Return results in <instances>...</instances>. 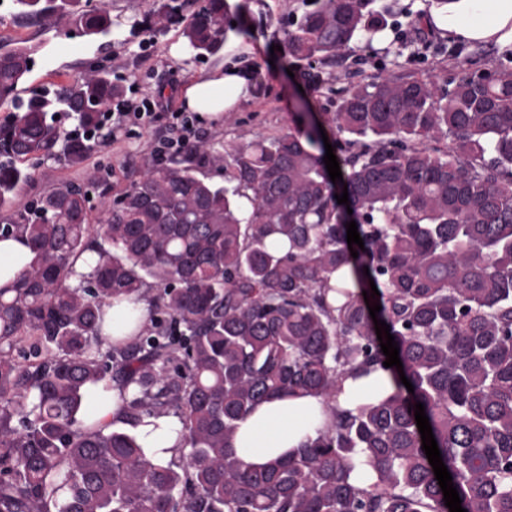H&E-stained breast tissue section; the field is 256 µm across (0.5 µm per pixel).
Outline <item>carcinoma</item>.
Segmentation results:
<instances>
[{
  "instance_id": "cac0c4a2",
  "label": "carcinoma",
  "mask_w": 512,
  "mask_h": 512,
  "mask_svg": "<svg viewBox=\"0 0 512 512\" xmlns=\"http://www.w3.org/2000/svg\"><path fill=\"white\" fill-rule=\"evenodd\" d=\"M10 2L13 18L67 17L101 48L125 25L91 0ZM316 4L275 35L298 67L388 27L378 0ZM229 30L250 33L224 0H206L182 35L197 59ZM33 54L0 47V104L15 109L0 126V208L30 181L24 160L83 164L125 95L97 68L24 99ZM328 91L339 96L329 123L341 181L322 137L294 127L152 164L95 224L84 186L68 182L0 228L25 234L33 253L0 287V512H449L408 411L418 402L461 506L512 512V67L440 84L380 74ZM59 112L76 129L60 128ZM345 189L347 206L335 198ZM351 215L362 249L348 248ZM89 250L97 264L74 286ZM372 282L379 296L366 301ZM149 291L139 334L101 336L112 300ZM374 303L412 393L383 365ZM375 370L396 390L336 410L304 447L263 467L231 448L257 404L293 392L334 402L347 373ZM94 387L119 392L120 418H84ZM163 414L189 446L168 461L133 433ZM359 464L367 487L351 477Z\"/></svg>"
}]
</instances>
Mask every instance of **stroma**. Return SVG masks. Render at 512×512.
<instances>
[{"label":"stroma","instance_id":"obj_1","mask_svg":"<svg viewBox=\"0 0 512 512\" xmlns=\"http://www.w3.org/2000/svg\"><path fill=\"white\" fill-rule=\"evenodd\" d=\"M106 5L112 14L126 20L119 35L112 39L109 50H99L97 43L79 35L77 29L64 19L52 20L50 27L25 26L13 21L0 24V45L13 46L24 42L35 50V64L23 85L24 90L39 88L51 82H60L94 66L111 70L121 78L127 89L130 105L138 107L143 101L163 99L168 111H183L182 92L194 71L223 63V55L190 60L172 54L173 45L182 42L184 19L196 10L195 0H189L179 22L163 25L153 35L154 42L142 47L144 30L150 23L155 0H93ZM246 7L245 15L255 26L248 42L254 48L253 71L256 99L236 112L224 115L218 126H207L208 140L217 148H226L256 137H270L284 133L293 124L324 122L334 112L314 84L303 73L288 75L287 62L282 52L274 51L273 33L282 18L302 13V0H240ZM398 20L397 28L386 30L381 44L352 42L348 49L328 65H317L321 78L343 85L353 72L370 76L387 72L395 76L410 74L454 76L462 70L479 71L499 64L501 56L495 47L475 45L469 48L446 42L444 51L423 49L416 35V27L409 17L420 12L427 0H380ZM164 128L163 123L150 127L125 126L117 141H104L82 166L68 167L45 158L28 161L26 167L30 182L13 200V208L20 209L40 194L59 184L84 181L88 173H95L99 188L91 189L88 203L91 217L101 211L100 187L120 192L139 176L152 162V149Z\"/></svg>","mask_w":512,"mask_h":512}]
</instances>
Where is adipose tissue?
Wrapping results in <instances>:
<instances>
[{
  "mask_svg": "<svg viewBox=\"0 0 512 512\" xmlns=\"http://www.w3.org/2000/svg\"><path fill=\"white\" fill-rule=\"evenodd\" d=\"M423 21L455 42L512 51V0H430ZM252 55V46L227 34L223 65L193 78L183 91L185 108L204 122L218 125L225 113L249 103L253 97ZM393 390L386 376L355 375L343 381L338 403L352 408ZM331 415V406L318 396L296 393L273 398L258 404L239 422L232 446L245 462L263 465L316 438ZM181 428L179 418L169 414L144 419L136 432L143 447L156 458L167 459L182 445Z\"/></svg>",
  "mask_w": 512,
  "mask_h": 512,
  "instance_id": "obj_1",
  "label": "adipose tissue"
}]
</instances>
